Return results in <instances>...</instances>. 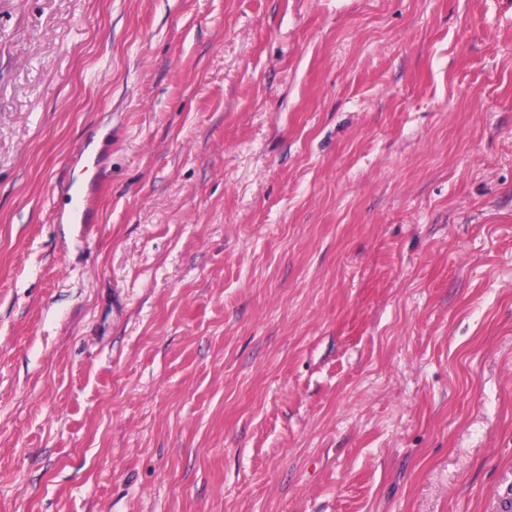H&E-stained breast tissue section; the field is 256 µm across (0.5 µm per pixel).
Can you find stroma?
I'll list each match as a JSON object with an SVG mask.
<instances>
[{"mask_svg": "<svg viewBox=\"0 0 512 512\" xmlns=\"http://www.w3.org/2000/svg\"><path fill=\"white\" fill-rule=\"evenodd\" d=\"M509 485L512 0H0V512ZM59 191L72 201H75V206L72 209L74 213V224H86L87 222V207L89 192L88 188L73 181L67 180L60 184Z\"/></svg>", "mask_w": 512, "mask_h": 512, "instance_id": "35a3bbf8", "label": "stroma"}]
</instances>
